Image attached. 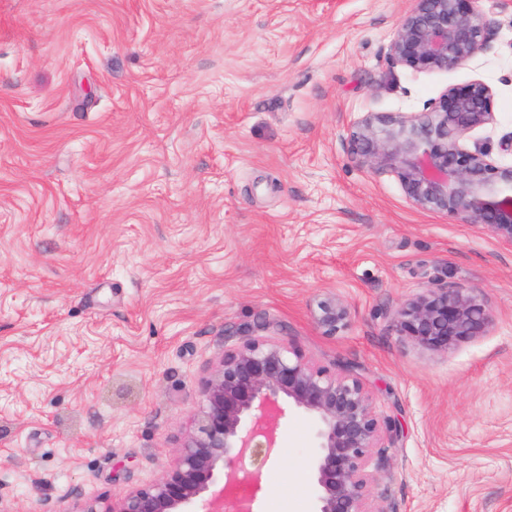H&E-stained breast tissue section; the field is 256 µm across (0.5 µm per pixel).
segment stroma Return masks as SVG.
<instances>
[{
  "mask_svg": "<svg viewBox=\"0 0 512 512\" xmlns=\"http://www.w3.org/2000/svg\"><path fill=\"white\" fill-rule=\"evenodd\" d=\"M413 0H0V512H78L159 479L224 351L353 372L387 430L377 512H512V244L417 209L348 151L368 112L480 80L468 147L512 163V0L467 65L391 66ZM427 288L493 321L448 352L399 335ZM337 297L347 327L314 319ZM289 413L253 512H314Z\"/></svg>",
  "mask_w": 512,
  "mask_h": 512,
  "instance_id": "35a3bbf8",
  "label": "stroma"
}]
</instances>
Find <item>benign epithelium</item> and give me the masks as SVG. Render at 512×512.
<instances>
[{
  "instance_id": "1",
  "label": "benign epithelium",
  "mask_w": 512,
  "mask_h": 512,
  "mask_svg": "<svg viewBox=\"0 0 512 512\" xmlns=\"http://www.w3.org/2000/svg\"><path fill=\"white\" fill-rule=\"evenodd\" d=\"M397 22L387 55L415 73L448 71L487 46L481 0H413ZM494 93L480 80L447 87L421 112H368L349 129L351 159L374 175L395 176L418 209L478 224L512 243V165L471 150L466 136L493 120ZM339 299L318 304L315 322L334 335L349 322ZM490 311L477 291L428 289L399 309L395 327L414 343L447 352L483 334ZM203 407L170 470L100 510L78 512H197L210 502L236 501L237 464L262 465L278 444V425L298 411L315 423L311 468L315 512H373L367 466L383 426L364 384L306 362L281 344L259 340L228 350L202 389Z\"/></svg>"
}]
</instances>
